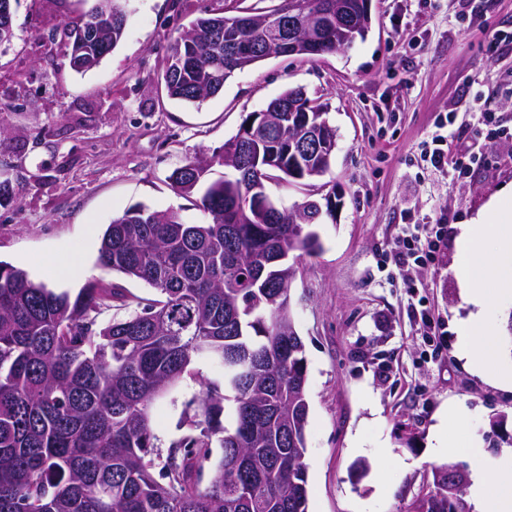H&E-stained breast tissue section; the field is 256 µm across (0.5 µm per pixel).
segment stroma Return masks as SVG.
<instances>
[{
	"label": "stroma",
	"mask_w": 512,
	"mask_h": 512,
	"mask_svg": "<svg viewBox=\"0 0 512 512\" xmlns=\"http://www.w3.org/2000/svg\"><path fill=\"white\" fill-rule=\"evenodd\" d=\"M94 3L19 0L13 9L14 37L0 46V261L73 295L96 280L121 283L127 305L98 320L127 317L156 293L98 264L108 224L137 205L208 223L170 174L211 155L285 89L302 88L327 103L337 134L314 188L340 195L335 221L316 227L321 250L301 259L291 289L307 359L308 512H424L435 468L471 469L468 447L429 446L450 409L469 411L487 470L511 458L487 434L503 411L512 431V387L457 353L456 321L468 308L456 264L465 224L495 202L512 210V0H371L369 32L348 50L266 59L199 105L168 98L159 78L176 26L224 0H128L123 39L80 73L57 28ZM446 112L458 177L425 158ZM414 222L447 225L448 235L432 263L396 266ZM63 255L85 273L57 277ZM428 318L445 335H429ZM221 382L203 365L155 403L159 455L186 431L185 402Z\"/></svg>",
	"instance_id": "obj_1"
}]
</instances>
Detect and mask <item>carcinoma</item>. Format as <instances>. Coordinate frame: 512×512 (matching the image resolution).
<instances>
[{"label": "carcinoma", "mask_w": 512, "mask_h": 512, "mask_svg": "<svg viewBox=\"0 0 512 512\" xmlns=\"http://www.w3.org/2000/svg\"><path fill=\"white\" fill-rule=\"evenodd\" d=\"M125 2L96 0L60 21L70 56L93 60L76 70L120 43ZM287 8L201 11L170 46L168 96L201 104L268 59L271 32L259 21ZM267 111V134L239 130L171 174L210 223L134 206L108 225L99 265L158 294L128 318L97 323L102 309L126 302L118 283L91 282L72 297L0 263V512H307V362L291 286L295 260L321 248L312 226L329 218V201L266 216L254 198L273 177L311 185L318 166L294 143L297 129L319 124L331 148L336 128L301 88ZM215 162L234 175L208 180ZM198 364L221 369L223 384L185 404L188 431L159 468L153 406ZM507 419H490L496 447H512ZM214 447L221 454L204 485ZM461 482L446 466L436 471L426 512H467L451 491Z\"/></svg>", "instance_id": "carcinoma-1"}]
</instances>
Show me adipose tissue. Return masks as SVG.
<instances>
[{"label":"adipose tissue","mask_w":512,"mask_h":512,"mask_svg":"<svg viewBox=\"0 0 512 512\" xmlns=\"http://www.w3.org/2000/svg\"><path fill=\"white\" fill-rule=\"evenodd\" d=\"M458 249V276L470 307L457 324L458 351L478 372L512 384L487 318L495 297L512 296V212L492 206L463 228ZM470 497L477 512H512V465L491 475L474 460Z\"/></svg>","instance_id":"ef3b65f1"}]
</instances>
